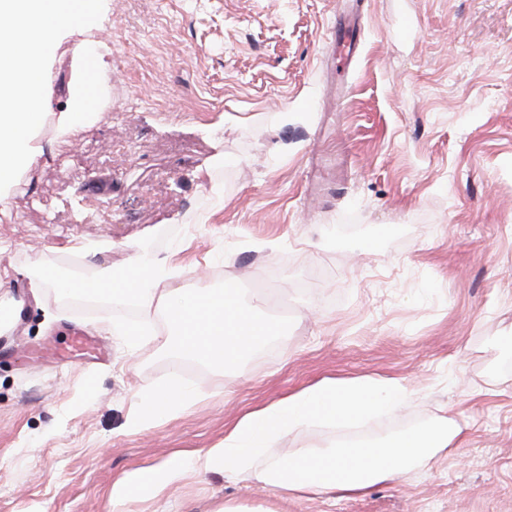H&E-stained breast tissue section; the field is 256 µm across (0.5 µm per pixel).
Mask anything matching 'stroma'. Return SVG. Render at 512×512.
<instances>
[{
	"label": "stroma",
	"instance_id": "35a3bbf8",
	"mask_svg": "<svg viewBox=\"0 0 512 512\" xmlns=\"http://www.w3.org/2000/svg\"><path fill=\"white\" fill-rule=\"evenodd\" d=\"M46 61V155L0 189V512H110L115 481L223 443L240 416L325 379L387 377L408 405L282 431L251 479L187 470L127 512H512V0H97ZM355 46L338 65L336 38ZM100 55L105 74L86 72ZM93 88L84 131L59 113ZM174 256L173 287L244 285L294 320L235 372L162 358L111 308L32 289L34 261L128 246ZM94 336L93 351L69 331ZM187 399L134 429L144 391ZM445 416L465 442L352 498L255 481L302 445L379 440Z\"/></svg>",
	"mask_w": 512,
	"mask_h": 512
}]
</instances>
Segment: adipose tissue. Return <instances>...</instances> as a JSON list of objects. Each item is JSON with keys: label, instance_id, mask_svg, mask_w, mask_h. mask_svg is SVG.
Masks as SVG:
<instances>
[{"label": "adipose tissue", "instance_id": "obj_1", "mask_svg": "<svg viewBox=\"0 0 512 512\" xmlns=\"http://www.w3.org/2000/svg\"><path fill=\"white\" fill-rule=\"evenodd\" d=\"M91 0H0V188L42 154L31 132L52 107L45 61L58 39L75 27L77 10ZM411 398L409 388L391 378L328 379L245 413L225 433L220 446L186 458L137 469L112 485V512H125L137 493H159L178 482L187 467L221 471L245 479L249 461L284 427L319 420L332 425L366 415L395 411ZM460 432L439 418L426 427L392 435L382 442L333 448L302 446L273 463L265 484L299 498L305 494L359 493L372 485L394 482L407 469H431L439 456L458 451Z\"/></svg>", "mask_w": 512, "mask_h": 512}]
</instances>
